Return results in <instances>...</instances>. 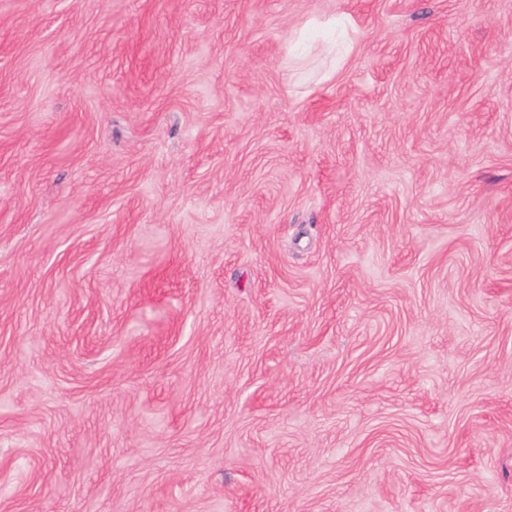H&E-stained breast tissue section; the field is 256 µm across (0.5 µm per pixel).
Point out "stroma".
Listing matches in <instances>:
<instances>
[{
  "label": "stroma",
  "instance_id": "1",
  "mask_svg": "<svg viewBox=\"0 0 512 512\" xmlns=\"http://www.w3.org/2000/svg\"><path fill=\"white\" fill-rule=\"evenodd\" d=\"M0 512H512V0H0Z\"/></svg>",
  "mask_w": 512,
  "mask_h": 512
}]
</instances>
